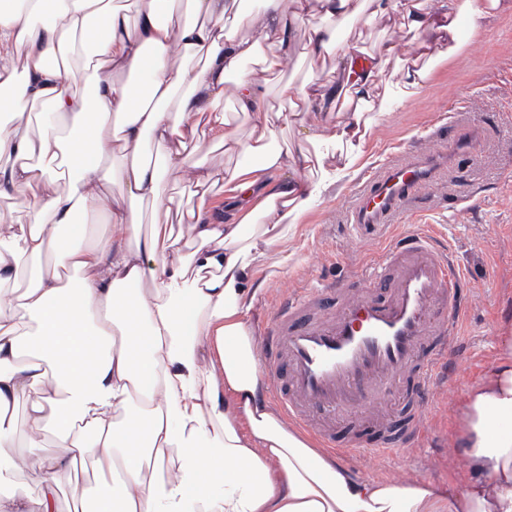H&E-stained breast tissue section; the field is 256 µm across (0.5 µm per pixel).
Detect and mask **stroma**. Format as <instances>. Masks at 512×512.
Masks as SVG:
<instances>
[{"label":"stroma","instance_id":"1","mask_svg":"<svg viewBox=\"0 0 512 512\" xmlns=\"http://www.w3.org/2000/svg\"><path fill=\"white\" fill-rule=\"evenodd\" d=\"M470 127L478 135L469 150L449 157L430 189L410 197L387 223L350 224V202L362 178L382 164L433 150L439 138ZM357 168L356 176L329 189L293 226L287 250L273 254L272 265L257 268L263 292L252 325L260 327L281 293L351 275L401 226L434 225L440 243L452 244L473 301L461 327L450 387L423 410L422 447L351 459L347 466L364 479L444 482L466 392L493 365L498 337L512 325V12L486 23L435 65L420 92L403 106H387L376 116ZM40 476L25 449L0 454V492L17 482L36 485Z\"/></svg>","mask_w":512,"mask_h":512}]
</instances>
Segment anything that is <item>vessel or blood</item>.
<instances>
[{
  "label": "vessel or blood",
  "mask_w": 512,
  "mask_h": 512,
  "mask_svg": "<svg viewBox=\"0 0 512 512\" xmlns=\"http://www.w3.org/2000/svg\"><path fill=\"white\" fill-rule=\"evenodd\" d=\"M421 154L385 166L360 188L350 223H385L432 181ZM470 305L463 271L429 224L406 226L343 281L282 293L259 347L271 392L289 422L341 456L363 455L355 427L371 420L374 455L419 445L421 411L448 385L457 328ZM349 428L336 439V422Z\"/></svg>",
  "instance_id": "1"
}]
</instances>
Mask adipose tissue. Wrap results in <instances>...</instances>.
Returning <instances> with one entry per match:
<instances>
[{
  "label": "adipose tissue",
  "instance_id": "ef3b65f1",
  "mask_svg": "<svg viewBox=\"0 0 512 512\" xmlns=\"http://www.w3.org/2000/svg\"><path fill=\"white\" fill-rule=\"evenodd\" d=\"M512 0H0V451L40 458L0 512H512V330L460 414L461 479L362 480L264 392L253 271L361 149L391 88L416 95ZM39 15L47 24L36 23ZM379 37L366 45L367 29ZM414 35L401 57L393 31ZM95 59L86 90L59 56ZM323 76L282 77L287 59ZM232 97L246 125L223 104ZM46 119L30 134L29 104ZM298 139H290V132ZM176 176L189 198L166 196ZM228 205L217 218L216 198ZM105 221L88 237L91 203ZM37 267L21 275L19 259ZM25 411V432L14 413ZM108 481L87 499L83 469Z\"/></svg>",
  "mask_w": 512,
  "mask_h": 512
}]
</instances>
